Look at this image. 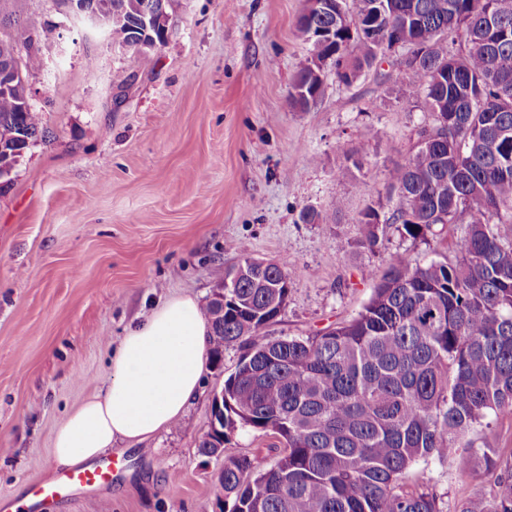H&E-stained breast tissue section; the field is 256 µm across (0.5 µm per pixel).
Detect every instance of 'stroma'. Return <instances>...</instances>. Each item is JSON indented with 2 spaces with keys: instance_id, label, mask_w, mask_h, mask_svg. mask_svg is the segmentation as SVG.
I'll use <instances>...</instances> for the list:
<instances>
[{
  "instance_id": "35a3bbf8",
  "label": "stroma",
  "mask_w": 512,
  "mask_h": 512,
  "mask_svg": "<svg viewBox=\"0 0 512 512\" xmlns=\"http://www.w3.org/2000/svg\"><path fill=\"white\" fill-rule=\"evenodd\" d=\"M305 5L170 0L167 40L132 80L105 32L56 0H19L44 35L28 78L44 135L0 178L1 501L55 480L54 432L104 391L128 327L173 296L207 303L216 272L238 264L237 243L297 268L270 335L304 338L355 317L393 255L426 263L463 232L424 243L389 225L378 251L361 246V212L396 207L388 173L427 115L397 101L406 71L385 63L347 87L331 59L319 96L293 108ZM368 128L377 136L366 141ZM240 355L227 347L221 367H207L169 431L113 446L111 483L46 512H219V464L198 444ZM402 482L435 492L445 512L494 489L483 471L435 460Z\"/></svg>"
}]
</instances>
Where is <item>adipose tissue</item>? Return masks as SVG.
Listing matches in <instances>:
<instances>
[{
  "instance_id": "1",
  "label": "adipose tissue",
  "mask_w": 512,
  "mask_h": 512,
  "mask_svg": "<svg viewBox=\"0 0 512 512\" xmlns=\"http://www.w3.org/2000/svg\"><path fill=\"white\" fill-rule=\"evenodd\" d=\"M209 327L196 298L166 300L131 326L112 356L111 378L57 429L56 467L105 455L119 441H144L178 421L204 378Z\"/></svg>"
}]
</instances>
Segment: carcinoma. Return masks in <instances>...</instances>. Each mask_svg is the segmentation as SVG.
Returning a JSON list of instances; mask_svg holds the SVG:
<instances>
[{"label": "carcinoma", "mask_w": 512, "mask_h": 512, "mask_svg": "<svg viewBox=\"0 0 512 512\" xmlns=\"http://www.w3.org/2000/svg\"><path fill=\"white\" fill-rule=\"evenodd\" d=\"M109 2L112 44L133 78L151 56L143 15L169 0ZM323 2L298 21L311 49L291 105L320 94L316 60L334 59L349 87L395 55L410 74L401 104L431 118L389 171L398 206L361 213L362 245L378 246L381 224L423 241L438 224L466 231L440 260L393 256L356 317L306 338L269 333L298 269L263 268L238 243L239 263L217 274L230 281L224 314L210 300L205 316L214 364L230 345L243 353L198 452L224 459V512H444L436 494L399 484L429 460L473 462L494 478L492 496L454 512H512V462L494 458L497 422L512 416V0ZM40 41L25 26L0 30V68L18 53L25 74L38 71ZM26 98L21 80L0 90V163L15 164L41 132ZM239 427L278 437L273 464L228 452L221 433Z\"/></svg>", "instance_id": "carcinoma-1"}]
</instances>
